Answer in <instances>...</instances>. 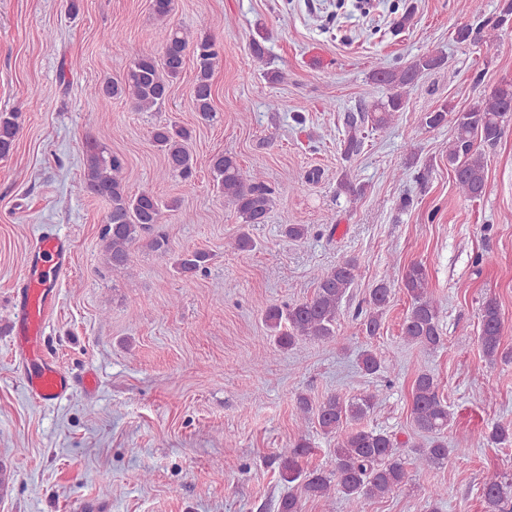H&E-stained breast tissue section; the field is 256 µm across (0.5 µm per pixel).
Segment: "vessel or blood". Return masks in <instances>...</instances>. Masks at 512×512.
Instances as JSON below:
<instances>
[{"label": "vessel or blood", "instance_id": "b4317fda", "mask_svg": "<svg viewBox=\"0 0 512 512\" xmlns=\"http://www.w3.org/2000/svg\"><path fill=\"white\" fill-rule=\"evenodd\" d=\"M70 270L68 240L56 235L39 238L27 260L20 289V313L15 323V347L23 366L25 389L39 402L61 400L74 388L66 371L46 359L41 350L45 321L56 306L55 288Z\"/></svg>", "mask_w": 512, "mask_h": 512}]
</instances>
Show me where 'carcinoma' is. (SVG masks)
<instances>
[{
	"label": "carcinoma",
	"mask_w": 512,
	"mask_h": 512,
	"mask_svg": "<svg viewBox=\"0 0 512 512\" xmlns=\"http://www.w3.org/2000/svg\"><path fill=\"white\" fill-rule=\"evenodd\" d=\"M512 29V0H503L499 15L476 25L465 24L455 31L456 41L469 40L485 44L491 50L498 33ZM193 57L195 81L191 93L192 108L201 119L208 120L215 112L213 84L216 43L209 36L194 41L177 27L166 28L162 54H139L119 79L106 80L98 93L110 103L114 98H124L135 110L149 111L160 107L168 98L170 88L186 67L188 57ZM445 64V56L423 55L405 68L379 70L372 80L379 85L411 87L419 76ZM403 93L395 92L373 105L371 110L350 112L345 116V131L341 151L350 158L360 153L364 145V130L386 127L395 113L403 110ZM453 115L455 136L448 145V164L452 166L458 189L467 197L477 199L486 188L484 158L480 145L493 144L500 139L503 124L512 115V82H504L490 94L477 97L470 106L454 111L444 104L424 113L423 124L434 129L448 122ZM20 113L0 112V156L7 154L19 132ZM191 132L177 124H167L156 129L154 142L162 152L165 172L190 182L196 175L197 162L187 147ZM209 168L217 187L234 207L243 224H262L272 211L275 200L273 191L258 170H247L232 154L220 153L211 157ZM123 156L102 144L92 143L86 154L82 190L101 198L109 204L104 218L103 240L112 271L121 272L131 263L134 245L147 239V246L160 254L169 252L166 235L155 232L162 223L163 210L172 211L177 202H163L150 189L131 195L126 189ZM210 260L203 250L181 253L174 262V269L183 276H193ZM358 266L350 259L341 264L317 271L314 276L313 296L284 308L267 306L264 322L274 333L276 344L287 349L300 340L333 341L342 302L355 281ZM403 288L411 298V306L403 320L402 335L406 340L424 348L442 344L439 307L428 296V275L424 265L412 263L402 277ZM391 294L390 285L378 283L372 288L369 299L358 306L356 317L369 336H376ZM484 358L494 363L512 357V351L503 348V321L498 302L489 298L481 307L480 333L478 336ZM358 364L368 375L380 371L381 361L370 350H363ZM439 385L434 375L420 370L412 387V415L418 431L427 434L423 448H413L415 460L422 466H442L454 449L448 447L444 431L448 428L451 413L448 404L439 397ZM375 405V395L345 399L338 394L328 395L322 402L312 405L303 395L298 397V408L303 419H316L327 433L347 421L359 422L370 414ZM491 444H505L512 440V428L500 424L492 426L485 436ZM309 453V443L301 440L286 453L278 455V469L288 483L301 482L306 497L322 499L336 493L349 505L350 512H363L365 501L394 493L405 484L407 472L398 442L384 432L358 429L351 432L334 452L333 468L325 476L319 469L304 467ZM482 498L485 512H512V482H505L495 472L482 481Z\"/></svg>",
	"instance_id": "carcinoma-1"
}]
</instances>
